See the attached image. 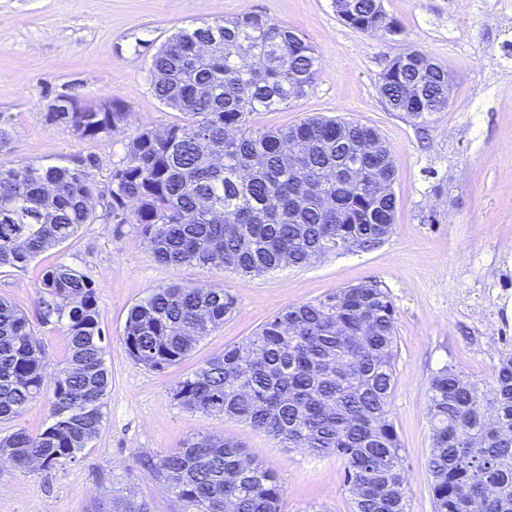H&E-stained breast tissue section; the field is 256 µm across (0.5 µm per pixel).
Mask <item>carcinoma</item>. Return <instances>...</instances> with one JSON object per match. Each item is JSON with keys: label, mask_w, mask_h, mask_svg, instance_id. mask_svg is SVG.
<instances>
[{"label": "carcinoma", "mask_w": 512, "mask_h": 512, "mask_svg": "<svg viewBox=\"0 0 512 512\" xmlns=\"http://www.w3.org/2000/svg\"><path fill=\"white\" fill-rule=\"evenodd\" d=\"M342 20L373 34L386 23L379 0H341ZM316 50L273 18L245 13L178 30L152 55L150 89L178 112L164 130L138 126L112 169L107 215L136 224L159 264H199L246 274L303 266L343 248L374 249L392 233L396 196L389 151L369 127L311 117L275 131L250 124L305 95ZM379 91L413 118L448 98V71L410 50L380 73ZM83 139L127 124L116 99L48 112ZM93 155L65 165L0 163V268H23L98 219L87 170ZM235 308L222 288L157 287L128 312L123 342L137 365L182 362ZM38 323L68 337L64 366L46 360L29 316L0 298V421L51 393L49 423L0 438L17 468L72 462L98 436L111 384L107 336L92 281L66 264L41 278ZM398 350L395 308L375 281L290 306L244 346L224 349L178 382V405L234 418L290 448L345 461L351 512H408L402 446L390 416ZM434 512H512V352L482 390L443 366L428 382ZM216 434L185 439L168 454L136 457L137 471L186 512H283L279 478ZM112 512H149L115 495Z\"/></svg>", "instance_id": "cac0c4a2"}]
</instances>
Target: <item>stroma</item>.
I'll return each mask as SVG.
<instances>
[{
    "instance_id": "obj_1",
    "label": "stroma",
    "mask_w": 512,
    "mask_h": 512,
    "mask_svg": "<svg viewBox=\"0 0 512 512\" xmlns=\"http://www.w3.org/2000/svg\"><path fill=\"white\" fill-rule=\"evenodd\" d=\"M401 31L366 34L345 25L332 0H0V127L11 136L0 160L61 164L92 154L88 179L107 197L132 127L162 130L176 116L151 93V54L181 28L261 12L302 35L320 69L303 97L252 113L254 127L291 126L311 115L375 129L395 169L394 229L373 250L332 251L304 266L259 276L198 264L156 263L136 225L97 220L23 269H0V297L34 313L40 272L70 265L92 280L107 333L112 376L99 435L76 460L51 468L0 465V512H111L112 497L146 501L150 512H182L159 483L131 475L142 453L162 455L189 435L220 434L280 479L284 512H350L345 462L283 447L230 418L180 407L177 383L224 347L243 345L278 312L336 289L375 281L396 309L398 360L390 400L402 443L409 512H434L427 471L428 381L446 364L489 384L512 351V0H383ZM419 49L448 71L449 106L413 119L388 107L379 75ZM90 104L118 98L131 123L82 139L47 119L56 95ZM215 286L237 307L182 363L156 371L123 345L130 308L151 289Z\"/></svg>"
}]
</instances>
